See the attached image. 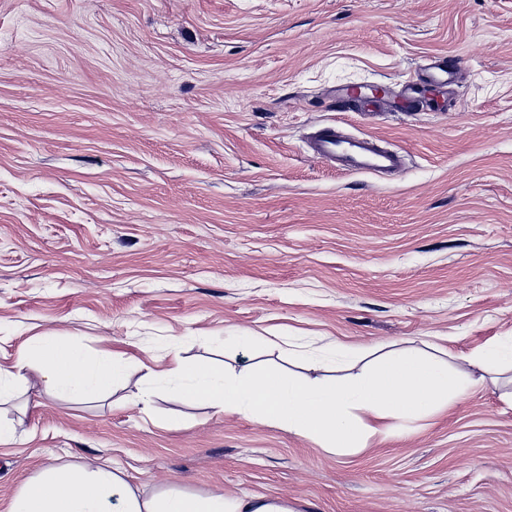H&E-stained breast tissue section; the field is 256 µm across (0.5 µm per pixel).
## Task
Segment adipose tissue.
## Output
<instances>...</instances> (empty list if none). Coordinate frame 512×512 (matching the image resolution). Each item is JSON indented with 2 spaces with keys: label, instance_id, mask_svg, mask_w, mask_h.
Returning <instances> with one entry per match:
<instances>
[{
  "label": "adipose tissue",
  "instance_id": "adipose-tissue-1",
  "mask_svg": "<svg viewBox=\"0 0 512 512\" xmlns=\"http://www.w3.org/2000/svg\"><path fill=\"white\" fill-rule=\"evenodd\" d=\"M164 372L174 396L225 416L256 419L320 440L338 452L367 434L386 431L387 420H414L447 409L466 390L472 369L512 366V340L463 358L456 369L410 352L375 359L370 369L327 381L280 366L250 362L240 372L212 363H189L171 351ZM127 363L110 352L88 355L75 339L41 336L12 365L0 366V405L39 384L56 399H100L126 377ZM8 512H291L275 496L205 494L173 488L146 493L121 471L94 458L52 465L21 483Z\"/></svg>",
  "mask_w": 512,
  "mask_h": 512
}]
</instances>
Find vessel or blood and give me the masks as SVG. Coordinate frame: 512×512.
I'll return each mask as SVG.
<instances>
[{"instance_id": "obj_1", "label": "vessel or blood", "mask_w": 512, "mask_h": 512, "mask_svg": "<svg viewBox=\"0 0 512 512\" xmlns=\"http://www.w3.org/2000/svg\"><path fill=\"white\" fill-rule=\"evenodd\" d=\"M310 150L322 162L354 174L379 176L402 171L405 166L400 150L381 147L368 136L344 133L333 124L316 131Z\"/></svg>"}]
</instances>
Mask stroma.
<instances>
[{"mask_svg":"<svg viewBox=\"0 0 512 512\" xmlns=\"http://www.w3.org/2000/svg\"><path fill=\"white\" fill-rule=\"evenodd\" d=\"M442 56L456 82L402 111ZM366 85L388 110H336ZM328 123L405 169L330 168L307 146ZM45 335L126 357L127 377L95 404L28 390L0 512L88 455L145 489L293 512H512L505 368L344 453L162 379L135 401L172 346L238 371L286 342L453 364L512 339V0H0V365Z\"/></svg>","mask_w":512,"mask_h":512,"instance_id":"stroma-1","label":"stroma"}]
</instances>
